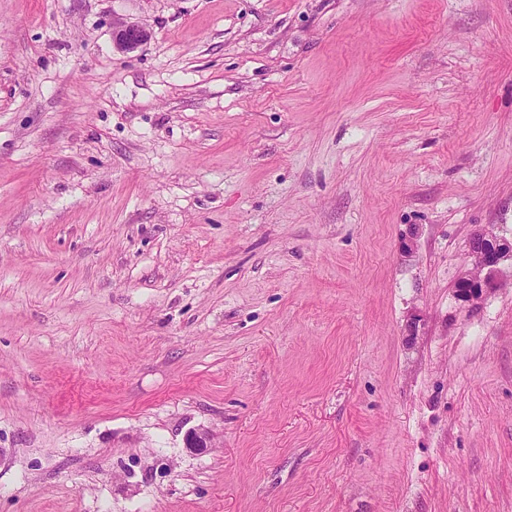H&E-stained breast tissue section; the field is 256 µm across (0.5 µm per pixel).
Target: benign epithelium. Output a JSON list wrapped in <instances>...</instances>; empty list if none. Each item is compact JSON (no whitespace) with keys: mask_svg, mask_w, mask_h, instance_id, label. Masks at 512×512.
<instances>
[{"mask_svg":"<svg viewBox=\"0 0 512 512\" xmlns=\"http://www.w3.org/2000/svg\"><path fill=\"white\" fill-rule=\"evenodd\" d=\"M113 38L119 49L133 51L147 40L148 33L138 25L117 22L113 26ZM469 254L471 268L460 279V283L465 285L462 297L467 302L477 300L498 287L500 265L505 260H512V241L476 231L470 237ZM185 447L203 451L211 447L210 436L205 431L191 430L185 436Z\"/></svg>","mask_w":512,"mask_h":512,"instance_id":"obj_1","label":"benign epithelium"}]
</instances>
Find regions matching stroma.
Masks as SVG:
<instances>
[{"label": "stroma", "instance_id": "stroma-1", "mask_svg": "<svg viewBox=\"0 0 512 512\" xmlns=\"http://www.w3.org/2000/svg\"><path fill=\"white\" fill-rule=\"evenodd\" d=\"M478 230L512 0H0V512H512ZM113 38L122 51H133L147 40L148 33L138 25L117 22L113 26Z\"/></svg>", "mask_w": 512, "mask_h": 512}]
</instances>
